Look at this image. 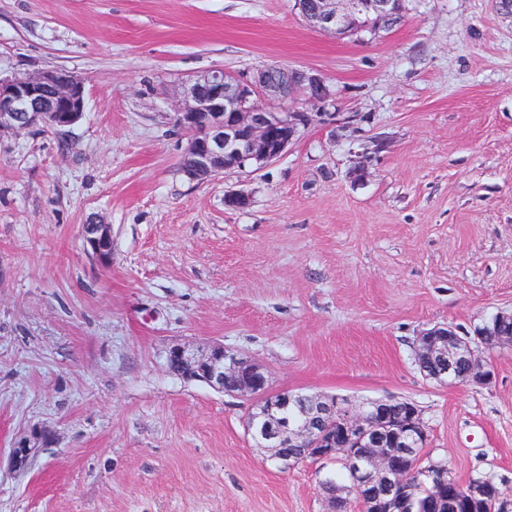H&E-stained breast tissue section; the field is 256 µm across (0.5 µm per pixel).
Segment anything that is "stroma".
<instances>
[{"instance_id":"35a3bbf8","label":"stroma","mask_w":512,"mask_h":512,"mask_svg":"<svg viewBox=\"0 0 512 512\" xmlns=\"http://www.w3.org/2000/svg\"><path fill=\"white\" fill-rule=\"evenodd\" d=\"M404 5L339 40L293 0H0V73L65 69L87 92L64 137L0 141V512H326L336 463L281 470L250 401L168 369L170 346L212 340L277 390L411 400L425 456L512 486V350L480 349L486 387L415 365L426 330L512 311V5ZM273 63L320 74L335 121L262 170L188 180L175 87ZM82 236L91 258L102 266L112 263V227L92 222L82 228Z\"/></svg>"}]
</instances>
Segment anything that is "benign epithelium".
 <instances>
[{
	"mask_svg": "<svg viewBox=\"0 0 512 512\" xmlns=\"http://www.w3.org/2000/svg\"><path fill=\"white\" fill-rule=\"evenodd\" d=\"M305 23L338 38L375 36L401 14V0H295ZM326 103L332 96L323 78L312 71L268 66L251 74L213 68L183 80L175 90L174 123L187 136L181 170L191 181L216 177L226 170L250 166L259 171L283 156L296 140L300 127L313 120L306 112L277 109L296 93ZM84 81L61 69L23 74H0V137L29 132L44 124L59 133L78 123L86 111ZM91 258L112 264V225L93 222L82 228ZM486 346L477 334H459L452 326H435L417 340L415 355L439 359L438 377L457 380L456 368L470 370L462 384L486 386L494 371L478 364V349ZM166 363L179 367L181 377L200 380L212 389L262 401L265 413L249 421L254 441L265 452L300 444L321 460L338 456L351 476L360 512H403L394 491L401 472L392 463L382 436L389 435L398 456L417 466L418 450L427 443L422 413L415 410L405 421L381 415L388 400L358 404L335 396L293 393L272 388L267 370L254 359L214 342L204 351L173 346ZM301 400L309 416L299 423L279 411ZM35 449L24 439L12 449L15 467L26 466ZM470 498L486 512H507L512 506L486 502L484 487L473 485Z\"/></svg>",
	"mask_w": 512,
	"mask_h": 512,
	"instance_id": "7a95c632",
	"label": "benign epithelium"
}]
</instances>
